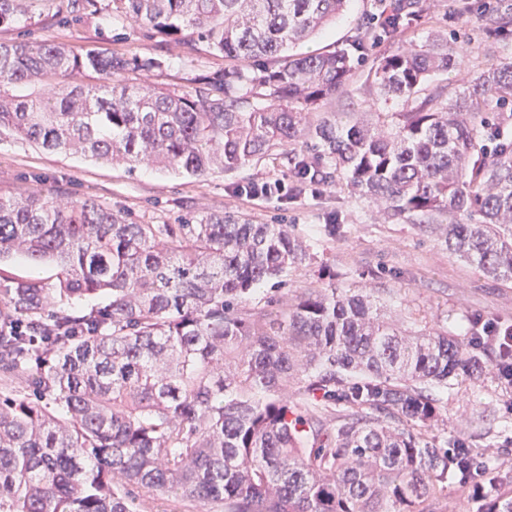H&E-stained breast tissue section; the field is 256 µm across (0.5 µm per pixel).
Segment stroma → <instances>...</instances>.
I'll return each mask as SVG.
<instances>
[{"mask_svg": "<svg viewBox=\"0 0 512 512\" xmlns=\"http://www.w3.org/2000/svg\"><path fill=\"white\" fill-rule=\"evenodd\" d=\"M378 0H349L346 12L309 42L304 52L333 51L352 43L377 17ZM462 63L451 76H438L449 96L463 90L491 60L512 54V44L490 46L476 27L456 21ZM42 41L74 49L97 48L126 58H155L161 68L128 73L144 87L191 89L193 77L224 66L222 57L175 48L152 36L147 26L104 12L86 20L57 15L36 5L34 16L0 27V42ZM373 54L361 55L347 92L320 104L323 112L349 108L397 112L398 102H383L367 78ZM285 157L254 160L240 169L204 177L165 169L128 170L80 155L48 153L5 133L0 135V198L29 192L74 199L91 197L139 224H174L188 214L232 212L259 224L293 225L307 244L309 260L290 271L279 288L262 289L244 310L278 314L290 298L307 288H354L380 300L387 316L417 330L426 326L466 333L475 318L512 324V281H493L450 255L443 236L410 219L386 220L367 199L336 183L318 185L298 199H252L241 194L247 184L291 179ZM440 418L431 434L438 442H467L483 464L481 476L456 475L448 495L430 503L431 512H482L476 484L491 486L502 471H512V383L489 370L477 381H459L440 390Z\"/></svg>", "mask_w": 512, "mask_h": 512, "instance_id": "35a3bbf8", "label": "stroma"}]
</instances>
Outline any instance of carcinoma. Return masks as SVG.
I'll return each mask as SVG.
<instances>
[{
  "label": "carcinoma",
  "instance_id": "1",
  "mask_svg": "<svg viewBox=\"0 0 512 512\" xmlns=\"http://www.w3.org/2000/svg\"><path fill=\"white\" fill-rule=\"evenodd\" d=\"M35 0H0V27ZM349 0H59L57 10L135 18L161 42L224 58L188 91L121 75L160 66L95 49L0 43V78L43 94H0V129L50 152L133 170L203 177L303 142L288 158L317 181L339 176L382 215L445 232L448 251L512 280V56L454 100L423 86L460 64L448 38L404 46L425 0H389L388 24L352 48L295 53ZM472 24L512 42V7ZM392 39L373 69L404 112L310 110L343 93L352 50ZM77 71L103 90L64 81ZM309 259L288 224L222 212L136 224L92 198L0 199V512H136L133 489L202 512H429L471 469L456 440L429 435L436 389L477 379L506 356L467 336L407 332L371 296L309 288L283 318L242 304ZM56 267L52 284L8 262ZM95 297L102 307H83ZM297 387V401L288 386ZM340 422L325 423L327 414ZM486 512H512V475Z\"/></svg>",
  "mask_w": 512,
  "mask_h": 512
}]
</instances>
